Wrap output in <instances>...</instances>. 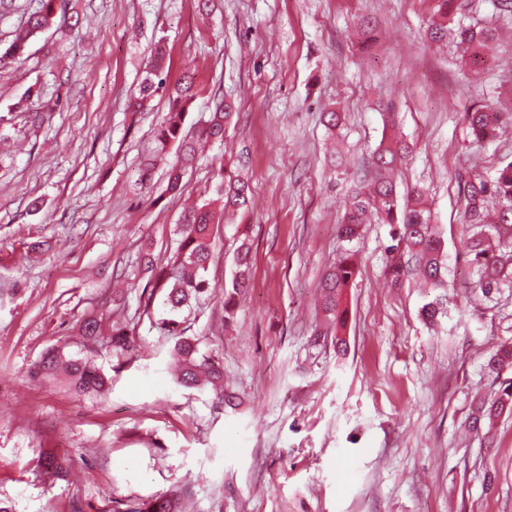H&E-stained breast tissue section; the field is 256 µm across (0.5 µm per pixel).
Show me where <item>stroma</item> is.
Wrapping results in <instances>:
<instances>
[{
	"instance_id": "1",
	"label": "stroma",
	"mask_w": 512,
	"mask_h": 512,
	"mask_svg": "<svg viewBox=\"0 0 512 512\" xmlns=\"http://www.w3.org/2000/svg\"><path fill=\"white\" fill-rule=\"evenodd\" d=\"M67 12L78 29L40 35L0 69V280L20 285L0 302V497L18 512H114L116 499L134 506L167 490L184 512H512V416L489 436L468 429L473 399L494 388L489 353L512 337V292L471 293L458 255L460 178L512 158V125L483 148L462 121L484 99L512 112V16L474 0L472 22L500 33L477 73L454 40L425 42L434 0H217L206 16L196 0H68ZM363 17L378 25L365 53ZM158 41L169 81L194 77L185 134L214 99L237 110L175 194V148L150 185L140 179L168 98L131 101ZM331 110L344 115L335 136ZM389 112L416 145L401 181L424 188L446 242L448 315L431 331L424 289L390 287L388 228L366 225L342 353L314 339L329 327L319 284L345 247L336 226L349 176ZM223 166L252 201L219 228L214 294L182 312L201 353L224 364L236 406L219 410L210 389L175 386L136 258L146 244L170 251L185 207L212 197ZM244 239L251 277L228 321L224 286ZM90 313L128 323L140 346L109 392L78 399L65 375L32 378L55 345L113 365L110 348L89 352L78 333ZM42 452L73 458L68 481L34 472Z\"/></svg>"
}]
</instances>
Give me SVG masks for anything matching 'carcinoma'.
Returning a JSON list of instances; mask_svg holds the SVG:
<instances>
[{
	"mask_svg": "<svg viewBox=\"0 0 512 512\" xmlns=\"http://www.w3.org/2000/svg\"><path fill=\"white\" fill-rule=\"evenodd\" d=\"M439 19L433 21L427 31L428 40L438 43L453 36L458 43L470 49L471 66L478 68L484 61L485 51L494 40L493 29H476L465 25L462 18L470 8L469 0H437ZM66 0H37L27 19V28L5 47H0V67L22 61L30 39L53 27L68 24ZM166 47L159 42L154 55L145 68L139 83L138 96L133 105L143 103L160 92L169 99V116L157 134L160 149L169 144L178 146L175 164L168 171V189L173 193L181 190L182 173L186 167L198 161L196 141L206 140L224 143V133L234 117L232 103L221 99L216 102L210 117L197 127L196 136L182 135V126L194 98L192 80L186 79L174 87L167 86L163 77ZM512 115L497 111L489 104H476L464 114V121L474 141L480 143L496 139L500 126ZM413 147L402 137L383 138L370 156V170L354 184L350 201L345 209L338 235L344 242L358 240L367 224H385L389 227L385 275L391 287L397 288L414 276L422 277L432 288L434 295L421 310L430 327L447 315L444 291L447 288V258L445 242L439 226L433 223L423 193L413 190L400 192L397 171L412 153ZM214 192L219 207L214 202H204L184 214L179 227L180 240L173 260L159 266L149 252L141 258L150 273L143 292L147 293L145 307H150L153 296L163 294L164 306L171 311L191 306V303L208 298L213 286L206 276L209 266L215 262V239L220 224L224 223V211L248 207L251 190L248 183L233 176L232 172L218 171L215 175ZM463 196L465 215L468 218L467 237L462 241L465 260L471 275L470 287L491 300L506 288H512V161H503L492 174L481 175L464 182ZM248 242L243 241L233 257V270L229 286L224 288V321L232 318L236 297L248 286L250 268ZM353 251L347 250L325 273L321 282V304L332 315L336 331L346 327L348 309L345 295L354 282L356 268L352 261ZM160 335L174 340L172 353L177 360L174 377L176 384L185 389L210 387L217 400V409L231 405L224 393V367L211 355L199 352V338L191 333L186 321L174 317L155 320ZM112 352L123 363L139 357V347L132 337L129 325L114 321L108 333ZM512 366V341L505 340L488 358L486 369L495 377ZM63 367L68 382L78 397L102 396L111 384L104 369L85 358H72L62 350L52 347L41 354L34 363L32 374L47 377ZM512 414V378L499 382V388L490 397L475 400L469 421V429L480 431L483 421H492L504 414ZM69 460L54 453H44L37 461V468L57 480L66 479ZM129 512H183L181 499L174 494H159Z\"/></svg>",
	"mask_w": 512,
	"mask_h": 512,
	"instance_id": "1",
	"label": "carcinoma"
}]
</instances>
